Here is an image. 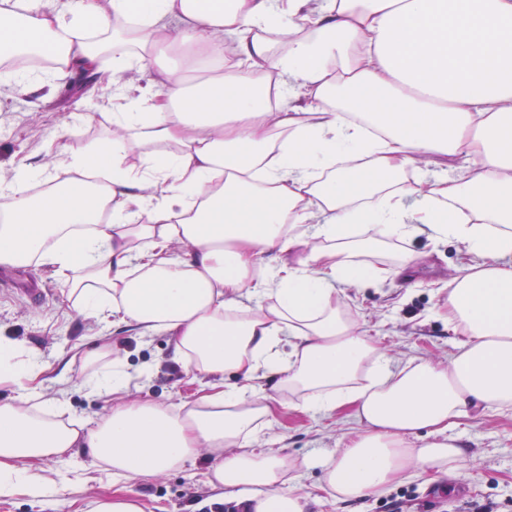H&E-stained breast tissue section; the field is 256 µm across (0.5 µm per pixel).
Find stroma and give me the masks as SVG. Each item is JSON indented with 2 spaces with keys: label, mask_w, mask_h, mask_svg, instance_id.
Masks as SVG:
<instances>
[{
  "label": "stroma",
  "mask_w": 512,
  "mask_h": 512,
  "mask_svg": "<svg viewBox=\"0 0 512 512\" xmlns=\"http://www.w3.org/2000/svg\"><path fill=\"white\" fill-rule=\"evenodd\" d=\"M114 106L101 86L55 75L50 85L0 96V171L9 172L24 158L53 165L57 177L67 174L55 163L53 147L65 144L79 152L112 134ZM411 263L405 277L382 283L343 286V297L366 339L393 365L412 360L447 364L465 341L448 324V280L464 258L460 243L437 238L422 228L411 241L372 246L368 262ZM40 289L30 298L28 289ZM0 336L35 350L43 364L39 374L43 398L65 404L62 422L95 425L113 406L139 401L171 410L191 406L207 375L194 373L175 359L168 336H139L130 328L78 313L69 287L38 260L0 265ZM111 347L129 380L117 395H100L85 387L88 377L105 363H89L92 343ZM269 374L254 386L267 396L270 413L263 418L250 448L296 460L291 488L310 502L307 512H469L471 503L491 504L494 512H512V406H491L459 419L448 429L461 454L448 473L413 470L387 488L353 501H336L319 487L323 454L341 452L358 429L354 409L331 412L306 407L304 397L277 389ZM34 470L48 483L67 477L65 496L90 501L125 488L144 512H203L206 504L232 496L213 489L207 480L210 459L199 451L182 467L163 476L113 481L110 466L89 449L70 448L33 460Z\"/></svg>",
  "instance_id": "1"
}]
</instances>
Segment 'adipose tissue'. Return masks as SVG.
<instances>
[{"label":"adipose tissue","mask_w":512,"mask_h":512,"mask_svg":"<svg viewBox=\"0 0 512 512\" xmlns=\"http://www.w3.org/2000/svg\"><path fill=\"white\" fill-rule=\"evenodd\" d=\"M177 49L136 92L122 72ZM53 56L56 71L101 75L124 108L118 134L0 178V265L39 259L82 315L170 336L195 372L238 376L183 412L122 403L95 426L29 412L37 356L0 341V497L41 490L19 459L91 449L114 475H159L200 448L209 482L252 512H305L295 463L247 446L268 412L253 379L361 430L322 465L321 487L351 500L410 468L447 469L456 420L512 406V0H27L0 6V91L38 82L5 64ZM141 149L142 165L127 162ZM463 160L460 173L443 172ZM47 185L33 194L34 184ZM463 246L448 322L466 337L447 365L393 366L346 313L338 285L381 282L369 246L419 225ZM184 254L169 250L172 243ZM276 255V268L265 265ZM255 299L242 304L241 295ZM294 341L282 354V338Z\"/></svg>","instance_id":"ef3b65f1"}]
</instances>
